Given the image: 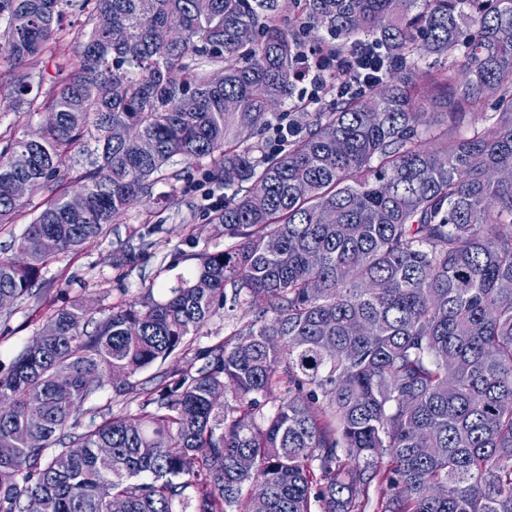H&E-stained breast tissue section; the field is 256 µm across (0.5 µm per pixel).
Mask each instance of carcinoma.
<instances>
[{
    "mask_svg": "<svg viewBox=\"0 0 512 512\" xmlns=\"http://www.w3.org/2000/svg\"><path fill=\"white\" fill-rule=\"evenodd\" d=\"M70 2L0 0L17 97ZM81 5L94 25L61 67L39 142L0 140V223L24 214L17 181L43 192L14 241L24 261L0 256V295H38L56 255L123 223L156 184L175 200L176 156L231 190L211 221L235 242L195 254L164 297L150 285L96 322L79 299L49 308L51 337L0 372V469L17 475L0 484V512L32 498L43 512H112L115 500L255 512L251 481L264 512H366L373 490L378 512H512V180L497 176L512 167V0ZM110 14L124 26H106ZM309 43L330 82L343 60L366 80L296 113L270 151L268 106L293 97ZM203 59L224 64V82ZM87 142L95 161L73 179L86 190L74 213L53 160ZM227 301L254 318L157 369L137 413L71 433L106 387L124 393L191 350ZM228 393L234 403L217 400Z\"/></svg>",
    "mask_w": 512,
    "mask_h": 512,
    "instance_id": "carcinoma-1",
    "label": "carcinoma"
}]
</instances>
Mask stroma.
<instances>
[{"label":"stroma","mask_w":512,"mask_h":512,"mask_svg":"<svg viewBox=\"0 0 512 512\" xmlns=\"http://www.w3.org/2000/svg\"><path fill=\"white\" fill-rule=\"evenodd\" d=\"M90 29L89 11L78 6L63 9L58 39L52 52L44 54L34 71L32 86L24 99H17L9 78L0 69V132L20 138L41 127L45 117L47 94L55 80L61 61H77L85 35ZM335 98L312 85L310 80L297 84L291 101L278 106L265 138L269 146L282 143L281 127L295 102L310 109L326 106ZM174 171H190L191 178L182 182L177 205L158 201L129 211L124 223L110 225L106 233L87 241L75 251L62 253L41 271L39 284L45 298L62 303L78 297L92 313L105 307L138 298L152 283L173 285L178 277L193 273L194 253L215 250L227 245V237L218 235L209 222L212 201L223 193V185L210 182L202 166L176 159ZM133 246L138 258L131 266H112L113 252ZM251 315L246 308H216L196 341L204 347L230 337ZM45 322V312L36 298L14 302L9 316L0 317V369H8L13 359L30 342Z\"/></svg>","instance_id":"obj_1"}]
</instances>
